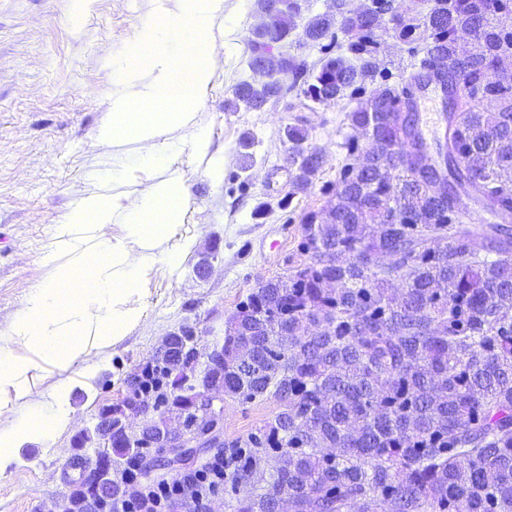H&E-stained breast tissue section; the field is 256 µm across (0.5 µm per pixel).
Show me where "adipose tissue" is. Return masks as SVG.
<instances>
[{
  "label": "adipose tissue",
  "mask_w": 512,
  "mask_h": 512,
  "mask_svg": "<svg viewBox=\"0 0 512 512\" xmlns=\"http://www.w3.org/2000/svg\"><path fill=\"white\" fill-rule=\"evenodd\" d=\"M223 18L224 0H175L165 28L147 19L135 29L118 66L112 119L97 139L105 148L136 144L133 153L114 155L113 181L144 171L158 179L135 194H92L75 206L42 259L48 276L0 329V476L22 463L28 440L51 444L73 424L67 383L33 403L31 379L76 363L92 369L141 321L153 270L176 264L193 245L177 237L188 190L176 162L209 145L196 109L224 61V41L213 34ZM74 282L82 283L80 294L72 293Z\"/></svg>",
  "instance_id": "adipose-tissue-1"
}]
</instances>
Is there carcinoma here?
Wrapping results in <instances>:
<instances>
[{"label":"carcinoma","mask_w":512,"mask_h":512,"mask_svg":"<svg viewBox=\"0 0 512 512\" xmlns=\"http://www.w3.org/2000/svg\"><path fill=\"white\" fill-rule=\"evenodd\" d=\"M249 39V67L286 70L292 83L235 88L238 102L262 111L296 93L310 112L344 96L357 135L345 139L334 202L301 215L298 250L319 259L270 279L239 304L225 330L220 369L202 382L242 404L273 396L282 410L244 440L240 467L224 482L236 512H512V28L494 22L512 0H426L418 18L396 29L422 55L426 82L457 79L467 114L448 109V194L429 162L414 99L379 70L378 32L393 0L361 9L336 0L299 41L318 60L274 52L288 41L297 0L271 8ZM347 39L346 53L338 51ZM496 102L493 112L472 105ZM303 152L283 209L326 164ZM479 211L458 207L461 194ZM398 279L403 291L392 292ZM288 333V343L280 341ZM166 349L131 385L190 425L198 354L193 331ZM98 434L112 473L110 497L78 478L60 512H102L121 502V460L145 458L149 436L130 441L124 407Z\"/></svg>","instance_id":"cac0c4a2"}]
</instances>
